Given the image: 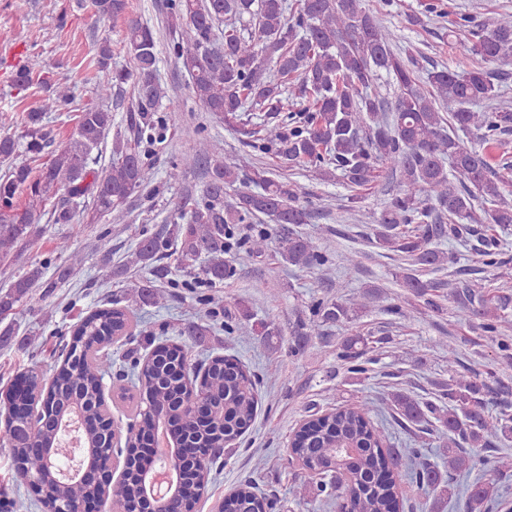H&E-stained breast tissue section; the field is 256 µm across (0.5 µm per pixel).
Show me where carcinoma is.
Instances as JSON below:
<instances>
[{"mask_svg":"<svg viewBox=\"0 0 512 512\" xmlns=\"http://www.w3.org/2000/svg\"><path fill=\"white\" fill-rule=\"evenodd\" d=\"M97 15L116 19L126 12L127 0H93ZM167 26L180 30L168 46L169 54L190 73L191 91L203 111L233 127L241 120L246 103L261 107L266 120L248 132L251 146L273 150L288 167H304L323 182L341 172L351 194L349 210L370 225L369 239L387 252L402 255L410 267L395 274L407 297L387 311L412 323L421 307L439 309L434 293L442 281L420 278L423 271L448 265V252L440 247L445 237L462 243L496 226L512 224V163L496 161L493 150L503 146L502 136L512 133V110L489 109L499 96L493 74L484 64L512 61V13L506 12L489 26H474L473 17L458 14L448 28V40L463 48L466 57L455 67H435L419 84L416 71L402 56L397 30L382 25L365 7L364 0H299V8L287 13L285 0H168ZM124 47L128 65L112 67V48L103 40L96 67L105 79L96 87L99 103L78 115L77 126L67 141L54 144L44 119L73 101L68 86H58L27 113L23 130L11 132L0 120V268L16 261L38 233V225L69 224L75 210L69 201L92 194L94 213L123 219L125 205L135 193L155 180L143 161L148 147L165 131L162 100L167 92L157 74V38L154 30L138 20L127 24ZM41 71L38 60L25 63L15 74L14 86L25 90ZM387 79L396 89L388 107L376 92L377 82ZM132 84L135 99L128 109L127 132L112 139L109 168L90 166L92 154L109 135L112 111L105 106L112 90ZM475 131L482 146L467 147L459 133ZM47 159H42V156ZM383 163L397 180L396 192L379 213L363 212L361 191L378 177ZM206 167L208 180L197 197L185 200L180 220L166 224L164 234L142 239L129 263L154 271L159 254L180 245V265L190 268L206 256L202 273L210 281L231 276L233 268L224 254L265 252L268 240L278 233L281 258L289 265L319 268L331 279L329 254L302 236L297 227L309 224L314 212L308 191L288 177L274 175L264 164L244 173L219 156V147L200 142L193 152L172 167L168 180L179 177V167ZM25 197V204L18 202ZM263 216L268 223L240 235L238 225ZM479 251L483 265L493 268L503 281L512 279V263L499 258L492 244ZM57 252L64 262L57 280H44L46 267L32 265L6 291H0V318L29 303L36 288H54L79 269L85 256L61 240ZM348 287L336 282V300L319 301L313 308L309 333L323 339V328L345 324L368 311L373 294L351 298ZM141 302L158 304L163 295L145 278L134 285ZM459 322L479 328L501 362L500 372L480 373L461 365L457 348L444 336L432 338L448 347V380L436 383L438 403L423 402L405 391H396L386 404L402 425L425 426L439 439L468 447H448L440 465L421 458L417 448L398 451L386 447L385 437L372 419L373 407L365 402L339 404L310 416L292 442L291 454L305 466L329 475L316 485L328 500L353 503L360 512H399L400 482H385L376 471L389 460L407 459L422 488L433 495L432 507L461 506L462 512H488L489 503L502 501V477L512 472V456L498 448L512 438V414L505 408L493 412L494 396L509 390L512 380V341L501 335V312L512 296L497 295L485 278L459 281L448 289ZM138 322L128 307L97 308L77 327L80 337L53 375L52 383L30 369L22 382L30 385V401L7 397L3 432L14 475L38 471L46 478V508L70 505L98 494L89 486H71L50 478L48 461L37 448L56 443L51 428L35 429L33 404L45 398H62L79 392L93 400L98 376L112 371V358L102 348L112 344ZM380 339L367 335L345 337L337 357L347 372L366 375L374 362L370 353ZM189 347L185 343L162 346L158 360L138 361L133 366L134 385L146 391L153 404H179L196 391L223 409L217 423L180 429L200 448L234 440L254 419L256 379L239 364L219 357L207 364L202 383L188 372ZM494 450L493 459L480 458L476 449ZM212 465L189 466L183 471L182 494L187 507L196 503L211 481ZM139 492V477L129 469L122 482L112 487V497L132 500ZM262 508L248 487L224 497L221 512H258Z\"/></svg>","mask_w":512,"mask_h":512,"instance_id":"cac0c4a2","label":"carcinoma"}]
</instances>
